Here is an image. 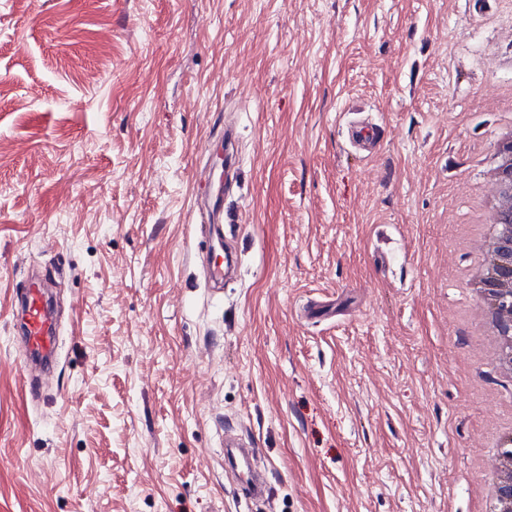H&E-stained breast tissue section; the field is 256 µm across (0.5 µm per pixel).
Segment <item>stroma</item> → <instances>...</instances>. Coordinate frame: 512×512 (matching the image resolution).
<instances>
[{"label": "stroma", "instance_id": "35a3bbf8", "mask_svg": "<svg viewBox=\"0 0 512 512\" xmlns=\"http://www.w3.org/2000/svg\"><path fill=\"white\" fill-rule=\"evenodd\" d=\"M228 124L217 290L194 196ZM510 127L512 0H0V512H489L512 382L468 280ZM32 269L59 318L35 395ZM228 429L268 499L238 497ZM347 138L353 155L370 153L379 138V126L371 121H358L347 127ZM237 167L235 134L232 127L224 130V186L227 187ZM212 216L213 224H215L216 219L219 222L216 223L217 225H211L216 261L213 268L210 270V278L213 281L222 282L232 270L233 247L228 240L224 238L223 226L219 224H238L240 222V217L238 214H233L228 211H223L221 216L220 214L217 215V213L213 212ZM220 251H223L224 253L223 260L221 262L217 260L218 257H221Z\"/></svg>", "mask_w": 512, "mask_h": 512}]
</instances>
